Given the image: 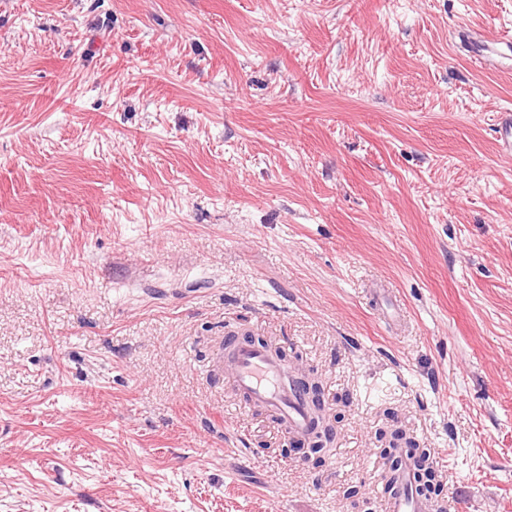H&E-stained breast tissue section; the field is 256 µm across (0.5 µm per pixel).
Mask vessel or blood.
<instances>
[{"mask_svg": "<svg viewBox=\"0 0 512 512\" xmlns=\"http://www.w3.org/2000/svg\"><path fill=\"white\" fill-rule=\"evenodd\" d=\"M229 371L235 391L259 410L278 418L297 437H307L311 410L309 397L288 375V365L280 356L258 343H231ZM397 494L389 498L384 512H428L426 502L414 489V465L404 461L397 473Z\"/></svg>", "mask_w": 512, "mask_h": 512, "instance_id": "vessel-or-blood-1", "label": "vessel or blood"}]
</instances>
